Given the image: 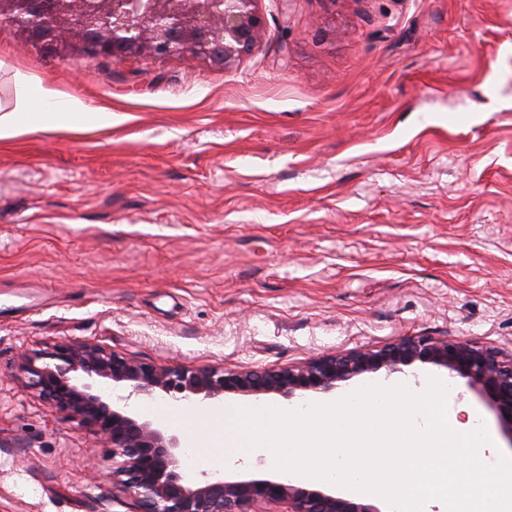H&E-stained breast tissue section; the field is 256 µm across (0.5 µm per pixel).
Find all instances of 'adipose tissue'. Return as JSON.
<instances>
[{"mask_svg":"<svg viewBox=\"0 0 512 512\" xmlns=\"http://www.w3.org/2000/svg\"><path fill=\"white\" fill-rule=\"evenodd\" d=\"M13 84V100L0 106V139L31 131L69 130L88 111L82 99L61 94L26 74L14 73Z\"/></svg>","mask_w":512,"mask_h":512,"instance_id":"ef3b65f1","label":"adipose tissue"}]
</instances>
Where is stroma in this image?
<instances>
[{
	"instance_id": "stroma-1",
	"label": "stroma",
	"mask_w": 512,
	"mask_h": 512,
	"mask_svg": "<svg viewBox=\"0 0 512 512\" xmlns=\"http://www.w3.org/2000/svg\"><path fill=\"white\" fill-rule=\"evenodd\" d=\"M230 70L22 71L91 111L0 140V512H135L18 355L264 369L402 336L512 348V0H260ZM113 113L104 127L96 114Z\"/></svg>"
}]
</instances>
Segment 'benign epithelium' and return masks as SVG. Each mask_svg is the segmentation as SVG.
Wrapping results in <instances>:
<instances>
[{"mask_svg": "<svg viewBox=\"0 0 512 512\" xmlns=\"http://www.w3.org/2000/svg\"><path fill=\"white\" fill-rule=\"evenodd\" d=\"M258 0H0V21L18 29L22 42L62 60L112 57L116 63L190 56L232 67L256 48L264 28ZM419 363L442 367L465 380L495 413L512 440V350L464 339L402 336L297 365L263 370L156 365L103 345L56 344L20 355L27 386L56 410L90 428L112 449V483L137 503V512H254L260 503H283L287 512H380L332 491L308 489L284 478L235 479L201 473L190 477L179 440L95 388L105 379L130 394L208 405L227 395L292 398L330 393L363 374L385 377Z\"/></svg>", "mask_w": 512, "mask_h": 512, "instance_id": "1", "label": "benign epithelium"}]
</instances>
